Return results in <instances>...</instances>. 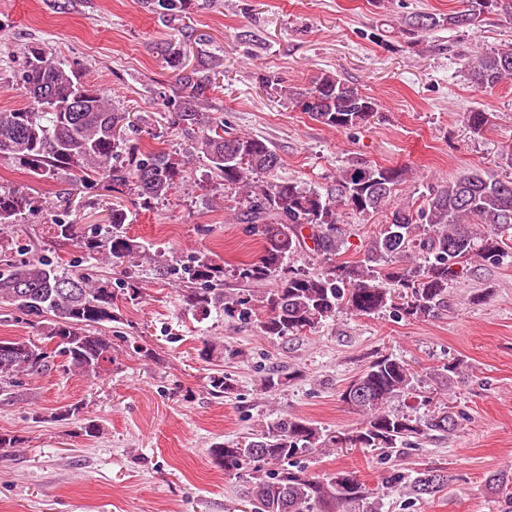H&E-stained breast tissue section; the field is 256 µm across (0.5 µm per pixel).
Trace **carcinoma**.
<instances>
[{"mask_svg": "<svg viewBox=\"0 0 512 512\" xmlns=\"http://www.w3.org/2000/svg\"><path fill=\"white\" fill-rule=\"evenodd\" d=\"M144 8L164 23L179 19L193 0H142ZM512 18L504 0H464V7L444 15L419 12L405 18L399 32L417 43L442 27L473 29L488 13ZM175 73L174 95L160 93L164 111L187 139L185 153L207 160L218 185L238 195L237 220L260 241L258 258L231 268L244 285L274 281L262 295L244 289L224 291V266L208 251L185 259L158 261L167 276L179 275L191 285L189 309L202 315L218 308L224 315L254 323L265 336H294L312 331L340 313L378 315L393 310L408 318L436 316L448 308V285L478 259L499 264L512 257V181L472 170L433 188L423 205L388 210L408 169L352 161L340 168L335 184L325 192L276 176L280 156L265 140L249 134H224L223 120L210 112V93L219 75L214 57L197 51L193 64L184 61L182 43L160 46ZM462 67L474 84L492 89L512 77V45L464 56ZM27 106L0 111V158L12 159L34 178H48L60 169L72 172L83 187L99 182L127 193L144 206L164 199L186 181L189 171L177 153L143 150L125 131L127 113L85 82L80 70L56 57L44 44L27 45L14 74ZM259 84L286 99L316 122L336 130L366 126L378 112L375 99L334 74H322L308 87L283 86L263 75ZM39 207L23 188L0 185V231ZM386 214L385 223L370 238L357 261H340L344 230L340 210ZM127 214L112 209V224L83 238V255L105 258L119 267L148 256L144 243L123 231ZM480 224L487 233L473 231ZM59 241L77 238L76 225L58 220L49 225ZM312 253L322 258L311 271L291 259ZM134 300L139 282L129 276L114 282L94 280L48 257L22 259L13 247L0 246V302L41 328L34 338H0V389L13 386L18 375L38 372L48 359L61 358L63 371L98 379L111 371L112 340L99 326L116 320L115 292ZM56 343L51 352L45 346ZM445 389L461 378L459 364L434 371ZM415 374L402 359L381 356L352 380L341 399L362 413V426L351 434L324 438L310 420L288 416L232 444L218 443L211 456L226 472L251 473L249 512H378L371 493L352 472L312 474L299 458L330 442L381 451L399 459L412 439L446 436L458 427L451 411L422 418L392 411L387 403L415 391ZM452 481L441 468H426L407 476L396 472L392 482L408 483L417 499L434 497Z\"/></svg>", "mask_w": 512, "mask_h": 512, "instance_id": "carcinoma-1", "label": "carcinoma"}]
</instances>
